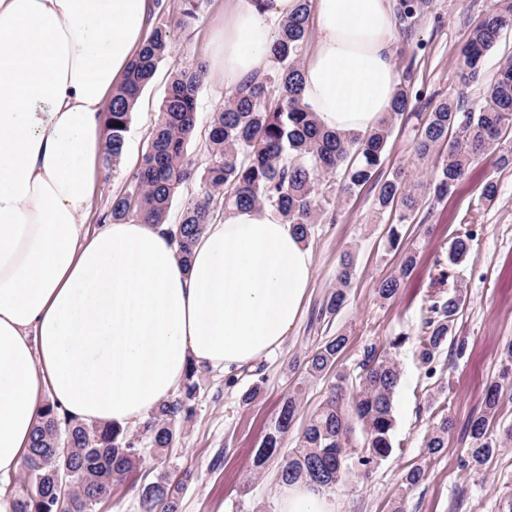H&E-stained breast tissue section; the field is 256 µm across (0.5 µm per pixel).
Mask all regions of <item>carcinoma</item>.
<instances>
[{"label":"carcinoma","instance_id":"carcinoma-1","mask_svg":"<svg viewBox=\"0 0 512 512\" xmlns=\"http://www.w3.org/2000/svg\"><path fill=\"white\" fill-rule=\"evenodd\" d=\"M203 4L204 0H178L172 13L165 0H155L156 20L141 52L113 90L106 111L104 169L119 167L134 105L159 65L171 57L179 35L198 22ZM426 6L427 0H398L395 26L412 33ZM309 16L310 0H298L296 10L278 24L271 71L226 96L202 129L198 99L205 67L198 63L171 71L146 150L112 196L101 221L166 224L177 255L185 262L196 236L220 208L273 207L306 243L315 225L336 222V195H356L368 185L378 213L399 212L398 223L388 229L389 245L399 247L400 225L409 223L419 211L423 183L410 180L400 170L382 178L379 169L394 125L406 117L420 118V113L409 112L412 65L405 67L389 111L372 130L347 136L330 133L302 103L301 60L310 38ZM511 29L512 0H496L461 51L457 67L461 83L483 77L487 54ZM426 106L429 112L417 126L414 155L419 159L436 156L428 189L442 198L466 177L475 159L500 147L504 134L512 131V59L486 78L483 103L478 107L467 108L461 99L448 97L429 100ZM194 143L203 147L200 164L189 154ZM193 181L198 184L196 192L183 202L178 222L168 224L174 201ZM473 237L466 228L453 238L448 266L467 257ZM414 262L415 250L406 249L399 274L377 285L380 298L388 300L398 293ZM354 270L353 254L344 253L336 272V289L328 296L322 314L335 315L341 310ZM461 304L462 298L456 294L432 296L430 316L416 347L417 358L429 375L435 373L437 359L448 346ZM345 343V336L337 335L318 345L306 357L305 376L334 372ZM197 372L194 366L189 369L183 395L163 403L147 423L148 443L158 454L172 444L177 421L190 413L189 401L198 388L194 381ZM357 380L356 390L348 396L343 393L346 375L334 372L329 395L309 417L296 448L281 463L279 482L302 481L328 491L356 469L371 472L390 455L398 364L370 346ZM503 381H512V341L503 347L500 380L487 389L482 408L467 424L471 438L467 465L476 470L504 442L512 441V428L500 435L493 433ZM303 387L301 380L289 392L258 451V465L278 455L299 413ZM440 414L424 445L429 455L444 447L443 437L453 426L447 408ZM140 462L137 436L110 425H88L62 416L48 401L25 456V484L10 492L18 497V512H54L50 505L60 494L58 480L69 470L81 483L69 495L68 512H93L92 499L111 491ZM190 477L188 471L178 477L162 474L146 484L140 494L141 512H179L180 497Z\"/></svg>","mask_w":512,"mask_h":512}]
</instances>
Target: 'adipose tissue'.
Returning a JSON list of instances; mask_svg holds the SVG:
<instances>
[{"label": "adipose tissue", "mask_w": 512, "mask_h": 512, "mask_svg": "<svg viewBox=\"0 0 512 512\" xmlns=\"http://www.w3.org/2000/svg\"><path fill=\"white\" fill-rule=\"evenodd\" d=\"M297 0H230L209 42L236 89L266 73ZM302 101L363 133L399 84L392 0H315ZM150 0H0V479L15 473L51 396L84 423L144 422L189 366L232 373L279 348L313 255L271 207L229 208L182 264L162 225L87 233L103 115L145 41ZM276 512H336L321 489H280Z\"/></svg>", "instance_id": "ef3b65f1"}]
</instances>
